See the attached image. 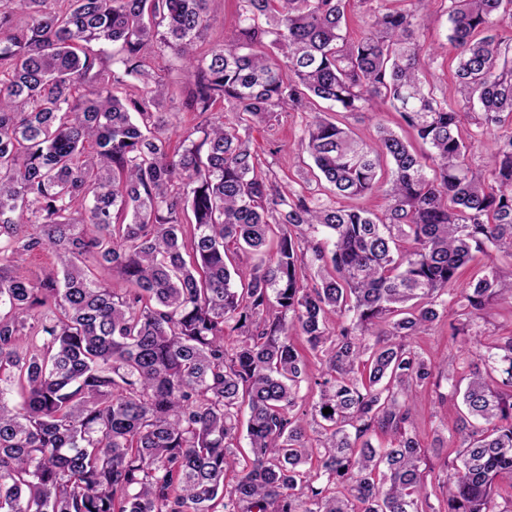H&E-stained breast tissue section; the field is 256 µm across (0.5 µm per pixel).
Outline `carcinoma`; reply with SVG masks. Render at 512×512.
<instances>
[{
  "mask_svg": "<svg viewBox=\"0 0 512 512\" xmlns=\"http://www.w3.org/2000/svg\"><path fill=\"white\" fill-rule=\"evenodd\" d=\"M214 2L0 4V512H436L413 424L443 379L465 408L444 512H512V334L441 362L415 341L450 306L453 345L492 304L512 310V264L458 285L473 253L512 257V0H448L452 99L423 76L434 0H360L355 41L349 0H241L235 42L203 49ZM165 50L196 120L175 144ZM379 105L429 151L337 119ZM289 110L310 114L299 191L250 147ZM271 234L272 255L231 269ZM44 248L42 278L12 270Z\"/></svg>",
  "mask_w": 512,
  "mask_h": 512,
  "instance_id": "carcinoma-1",
  "label": "carcinoma"
}]
</instances>
